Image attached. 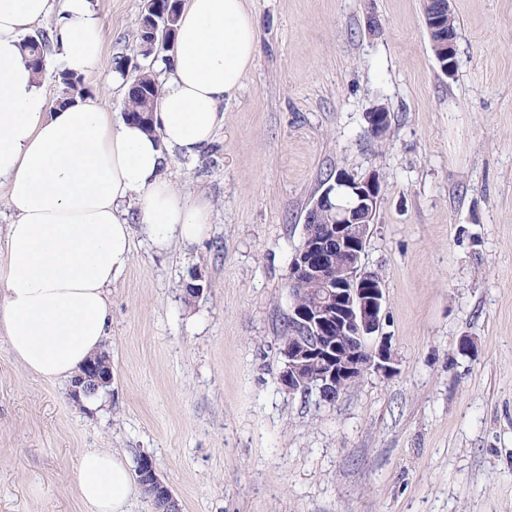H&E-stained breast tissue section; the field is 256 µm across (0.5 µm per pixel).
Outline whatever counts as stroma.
<instances>
[{"label": "stroma", "mask_w": 512, "mask_h": 512, "mask_svg": "<svg viewBox=\"0 0 512 512\" xmlns=\"http://www.w3.org/2000/svg\"><path fill=\"white\" fill-rule=\"evenodd\" d=\"M90 4L104 50L85 99L116 120L125 93L101 89L116 60L144 62L145 0ZM451 6L449 77L423 0H246L256 60L214 141L165 170L210 201L208 234L161 253L135 234L105 404L79 409L0 335V512H84L92 448L151 456L182 512H512V0ZM339 169L381 183L362 263L397 371L326 402L282 388L279 336L306 211ZM367 134L375 140L383 139L387 135L389 119L385 118V111L382 105H376L370 112L366 113Z\"/></svg>", "instance_id": "stroma-1"}]
</instances>
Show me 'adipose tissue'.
Masks as SVG:
<instances>
[{
	"label": "adipose tissue",
	"mask_w": 512,
	"mask_h": 512,
	"mask_svg": "<svg viewBox=\"0 0 512 512\" xmlns=\"http://www.w3.org/2000/svg\"><path fill=\"white\" fill-rule=\"evenodd\" d=\"M48 17L59 69L81 75L100 61L103 24L89 0H0V180L14 213L0 331L29 373L52 381L101 350L135 230L160 252L206 235L210 203L175 189L167 155L209 146L258 46L245 0H186L150 134L88 102L50 107L23 54L25 34ZM77 492L85 512H127L136 487L119 454L91 449Z\"/></svg>",
	"instance_id": "1"
}]
</instances>
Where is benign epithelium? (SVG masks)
Returning <instances> with one entry per match:
<instances>
[{
    "mask_svg": "<svg viewBox=\"0 0 512 512\" xmlns=\"http://www.w3.org/2000/svg\"><path fill=\"white\" fill-rule=\"evenodd\" d=\"M159 0H150L143 17L149 45L174 49V35L163 23ZM451 0H443L427 19L435 32L440 68L451 76L457 68V31L449 21ZM367 134L380 140L387 135L384 107L366 113ZM381 197L377 175L357 177L347 170L336 173L312 200L305 216V239L292 258L288 288L292 305L288 325L293 339L281 345L284 369L280 383L290 393L318 391L324 401H334L348 386L373 370L385 376L397 372L396 358L383 332L384 288L378 276L362 265L370 224ZM112 384V376H99L97 358L89 359L70 385V398L80 404L99 385ZM149 466L153 483L171 503V488L161 478L152 458L140 461Z\"/></svg>",
    "mask_w": 512,
    "mask_h": 512,
    "instance_id": "7a95c632",
    "label": "benign epithelium"
}]
</instances>
